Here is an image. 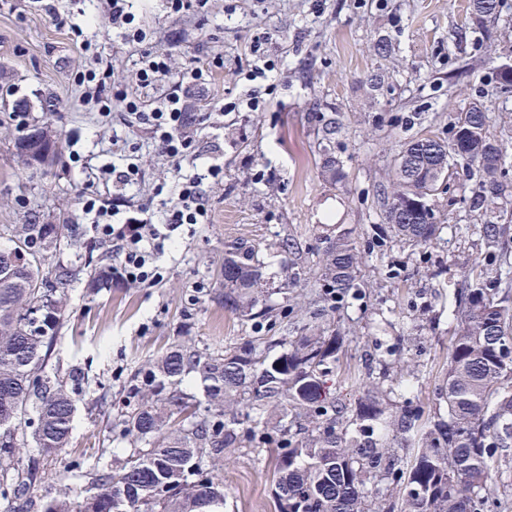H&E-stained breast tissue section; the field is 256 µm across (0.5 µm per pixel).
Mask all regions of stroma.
I'll use <instances>...</instances> for the list:
<instances>
[{
	"label": "stroma",
	"mask_w": 512,
	"mask_h": 512,
	"mask_svg": "<svg viewBox=\"0 0 512 512\" xmlns=\"http://www.w3.org/2000/svg\"><path fill=\"white\" fill-rule=\"evenodd\" d=\"M103 6L56 2L111 61L116 84L132 87L145 50H167L172 65L171 78L149 92L152 101L196 61L210 63L205 84L194 90L193 148L181 167L205 170L218 153L224 177L205 185L210 223L175 231L161 259V284L107 283L91 294L81 273L67 286L71 314L51 364L81 371L79 399L70 443L44 459L37 495L64 491L80 502L93 474L134 454L116 425L125 383L178 341L209 353L257 334L295 336L313 321L344 338L332 365L338 399L352 405L369 385L394 388L376 435L386 434L391 416L406 406L433 417L443 406L437 389L456 332V289L466 264L485 259L477 234L482 219L468 203L475 178L459 172L427 196L441 232L426 248L375 236L384 221L380 191L404 142L448 140L449 113L472 102L491 114V136L512 141V93L498 92L495 79L499 65L512 64V0L484 18L471 13L469 0H211L208 11L180 19L163 0H142L148 37L136 48L101 21ZM259 38L274 65L258 84L260 107L225 111L243 98L244 75L254 64L250 46ZM381 42L390 46L383 56L375 50ZM79 60L75 40L50 15L29 0H0V86L27 102L25 126L51 124L66 154L62 168L32 173L13 147L25 126L0 108V225L71 224L84 243L93 232L78 221L80 203L111 186L80 173V160L110 166L113 138L124 140L144 168L133 202L155 211V183L171 186L177 177L146 126L129 124L121 109L104 117L81 102L73 82ZM332 119L339 124L330 143L341 162L338 181L316 162L317 133ZM343 229L361 256L358 289L326 311L314 302V289L292 280H313L330 238ZM285 236L295 241L287 256L271 248ZM239 240L256 248L260 306L286 310L287 321L272 325L225 312L224 249ZM383 351L396 370L383 371L375 361ZM275 466L271 452L226 450L224 512H275Z\"/></svg>",
	"instance_id": "35a3bbf8"
}]
</instances>
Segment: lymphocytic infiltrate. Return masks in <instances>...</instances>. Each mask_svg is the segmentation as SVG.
I'll return each mask as SVG.
<instances>
[{"instance_id":"obj_1","label":"lymphocytic infiltrate","mask_w":512,"mask_h":512,"mask_svg":"<svg viewBox=\"0 0 512 512\" xmlns=\"http://www.w3.org/2000/svg\"><path fill=\"white\" fill-rule=\"evenodd\" d=\"M170 70L165 51L143 53L135 72L136 92L114 94L110 91L111 67H97L77 71L75 82L82 90L84 103L96 106L106 115L120 107L138 123L148 126L162 154L173 164L187 156L193 143L187 123L191 106L188 92L206 80L207 66H193L181 75L179 89L162 95L155 106H148L141 90L154 87ZM224 174L220 160H212L205 173L179 177L174 196L164 199V220L155 223V214L147 207H139L136 216H128L127 190L142 179L139 157L127 158L124 169L113 170L112 191L83 200L81 219L90 221L98 239L112 248V280L118 284H133L152 288L160 284L164 275L157 263L158 255L173 231L185 224L209 223L205 205V179H219Z\"/></svg>"}]
</instances>
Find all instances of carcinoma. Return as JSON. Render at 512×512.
<instances>
[{
    "instance_id": "cac0c4a2",
    "label": "carcinoma",
    "mask_w": 512,
    "mask_h": 512,
    "mask_svg": "<svg viewBox=\"0 0 512 512\" xmlns=\"http://www.w3.org/2000/svg\"><path fill=\"white\" fill-rule=\"evenodd\" d=\"M447 141L416 138L396 155L389 190L383 193L385 223L377 227L400 242L426 246L439 226L430 209L412 204L452 175L448 160L459 149L477 174L472 210L486 215L504 193L501 181L512 145L488 135L492 117L475 103L448 115ZM44 146L40 157L15 142L17 154L33 170L63 164L62 143L49 125L34 128ZM68 224H1L12 243L0 251V499L8 512H32L28 497L43 481L35 458L19 465L18 449L32 441L45 456L68 447L79 374L49 373L58 333L68 312L64 288L75 276L66 251L73 247ZM512 226L487 220L480 225L491 263H475L455 297L456 336L448 352L444 386L438 393L448 420L428 421L404 409L394 428L415 430L421 445L412 460L394 452L389 437H374L384 414V393L367 390L354 413L328 386L327 365L336 360L340 337L317 336L305 325L289 337L287 351L272 362L265 350L271 336L202 355L185 342L174 344L130 379L123 432L149 445L119 469L95 475L78 508L67 493L41 504V512H207L224 505L219 478L224 449L277 448L276 512H491L497 460L512 447ZM89 286H101L109 259L101 245H87ZM359 256L349 235L336 236L325 250L319 275L323 297H343L354 288ZM224 310L242 317L274 320L268 309L254 311L262 271L254 246L237 242L224 253ZM190 372L205 382L207 403L191 404L174 386ZM300 410L312 424L298 439L288 425L269 426L270 407ZM354 427V435L337 426ZM422 492L410 499L406 489ZM288 500L283 509L282 499Z\"/></svg>"
}]
</instances>
